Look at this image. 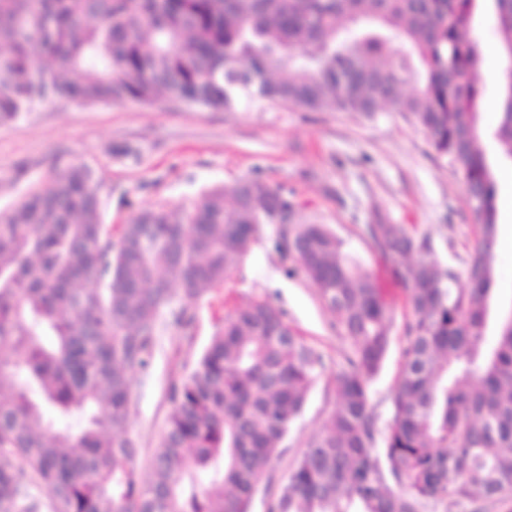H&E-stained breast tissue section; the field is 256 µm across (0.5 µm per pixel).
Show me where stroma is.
<instances>
[{"mask_svg": "<svg viewBox=\"0 0 512 512\" xmlns=\"http://www.w3.org/2000/svg\"><path fill=\"white\" fill-rule=\"evenodd\" d=\"M479 30L482 87L479 125L498 119L501 64L491 15ZM86 164L103 180L102 216L120 232L142 207H191L202 193L249 176L292 190L313 218L329 225L374 273L396 316L405 296L363 235L382 214L430 236L438 260L463 270L477 237L463 180L438 157L426 134L399 113L367 120L350 112H306L266 99L246 101L234 112L188 110L158 102L86 105L51 101L19 120L0 125V214L73 164ZM278 225H262L260 238L224 283L191 303L181 297L161 309L151 364L132 373L129 423L138 445L136 466L149 475L154 452L172 410L170 392L196 365L225 314L254 299L284 310L289 327L323 359L301 417L283 444L270 481L262 482L252 512H265L263 492L279 482L332 409L330 387L345 364L348 343L334 316L301 276H286L272 242ZM191 322L177 324L180 314ZM393 335L383 369L371 386V405L386 428L389 398L400 362Z\"/></svg>", "mask_w": 512, "mask_h": 512, "instance_id": "obj_1", "label": "stroma"}]
</instances>
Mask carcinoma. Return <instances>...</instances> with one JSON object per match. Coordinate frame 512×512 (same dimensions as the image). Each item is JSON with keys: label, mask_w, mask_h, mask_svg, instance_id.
I'll return each instance as SVG.
<instances>
[{"label": "carcinoma", "mask_w": 512, "mask_h": 512, "mask_svg": "<svg viewBox=\"0 0 512 512\" xmlns=\"http://www.w3.org/2000/svg\"><path fill=\"white\" fill-rule=\"evenodd\" d=\"M486 11L505 60L489 132L479 127L475 74V20ZM161 97L224 112L254 97L366 118L392 108L472 193L468 287H456L459 273L409 225L377 215L363 228L409 308L380 441L370 387L393 309L304 203L254 177L208 189L189 209L143 208L114 241L101 180L74 165L0 215V512H251L322 366L285 313L254 299L224 316L173 390L146 479L127 432L129 373L149 365L160 308L178 291L191 301L222 284L260 225L285 211L296 224L274 249L288 275L316 288L349 352L332 411L266 512H451L465 501H512V324L491 307L495 169L512 164V0H0V124L55 99ZM184 240L188 262L177 268Z\"/></svg>", "instance_id": "carcinoma-1"}]
</instances>
